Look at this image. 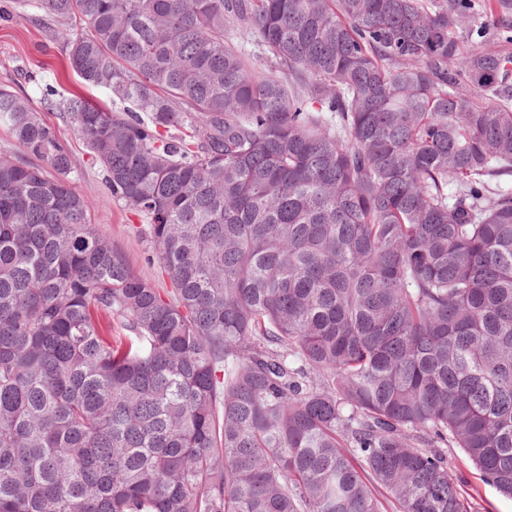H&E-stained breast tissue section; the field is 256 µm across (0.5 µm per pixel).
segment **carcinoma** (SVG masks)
<instances>
[{
    "label": "carcinoma",
    "instance_id": "carcinoma-1",
    "mask_svg": "<svg viewBox=\"0 0 512 512\" xmlns=\"http://www.w3.org/2000/svg\"><path fill=\"white\" fill-rule=\"evenodd\" d=\"M14 3L126 105L48 102L172 288L0 85V512H473L450 448L512 497V53L468 0Z\"/></svg>",
    "mask_w": 512,
    "mask_h": 512
}]
</instances>
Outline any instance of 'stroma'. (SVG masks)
<instances>
[{
	"mask_svg": "<svg viewBox=\"0 0 512 512\" xmlns=\"http://www.w3.org/2000/svg\"><path fill=\"white\" fill-rule=\"evenodd\" d=\"M1 83L27 94L44 119L67 140L76 170L75 186L91 203L98 230L122 252L137 275L156 287L169 288L170 283L153 260L151 244L142 232L143 217L113 200L101 169L92 163L82 140L58 111L47 109L44 92L53 89L60 98L76 93L107 108L112 105L111 99L103 90L66 71L58 50L49 46L42 24L12 9L11 0H0ZM448 463L473 494L477 512H512V499L484 484L460 449H449Z\"/></svg>",
	"mask_w": 512,
	"mask_h": 512,
	"instance_id": "stroma-1",
	"label": "stroma"
}]
</instances>
